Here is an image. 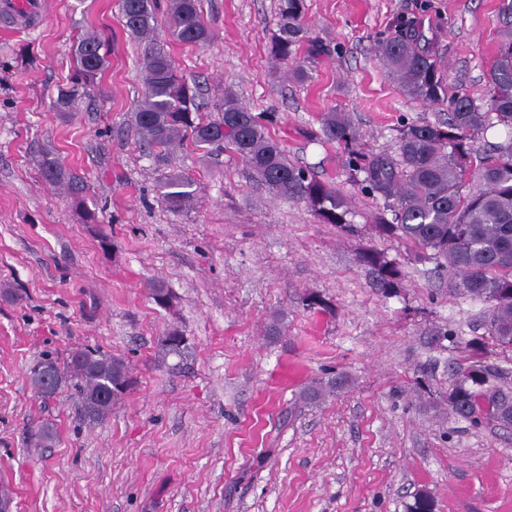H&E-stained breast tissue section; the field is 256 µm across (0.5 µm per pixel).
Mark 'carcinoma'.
Masks as SVG:
<instances>
[{
	"mask_svg": "<svg viewBox=\"0 0 512 512\" xmlns=\"http://www.w3.org/2000/svg\"><path fill=\"white\" fill-rule=\"evenodd\" d=\"M502 24L496 59L490 69L487 94L476 103L468 94H448L447 71L438 39L428 38L419 21L394 26L378 40L377 49L387 77L411 97L447 113L435 121L406 123L398 129L396 155L375 153L359 144V134L347 115L334 109L321 113L315 137L348 150L349 179L373 200L383 201L374 217L377 228L413 245L421 262H433L458 278L454 289L489 305L484 329L496 346L512 350V138L488 150L480 149L484 133L502 125L512 131V0L502 3ZM170 29L181 43H208L212 34L197 0H170ZM304 0H279L276 57L299 77L307 75L299 48L307 40ZM123 26L144 40L157 28L156 0H121ZM108 48L95 35L78 38L68 86L60 89L56 107L75 108L107 64ZM145 92L138 101L135 125L140 141L152 147L157 162L167 165L171 148L186 140L199 147L229 151L237 156L275 197L302 201L323 224L350 233L352 208L335 188L288 160L263 117L228 94L218 104L220 117L203 120L196 91L178 75L163 47L150 43L146 54ZM47 181L58 183L65 171L57 156L41 161ZM478 182L464 192L469 181ZM157 193L173 213L185 210L196 195L195 183L177 173H164ZM359 262L376 273V285L388 293L397 286L400 270L376 252L359 255ZM492 376L482 359L474 357L455 370L448 388V410L475 428L491 420L512 425V390L495 391L498 399L484 407L483 391L474 375ZM27 380L36 395L50 397L67 381L78 388L81 401L106 393L93 408L103 420L130 384L124 359L98 350L72 353L67 370L45 355L33 365ZM336 381L317 380L301 395L314 402Z\"/></svg>",
	"mask_w": 512,
	"mask_h": 512,
	"instance_id": "1",
	"label": "carcinoma"
}]
</instances>
